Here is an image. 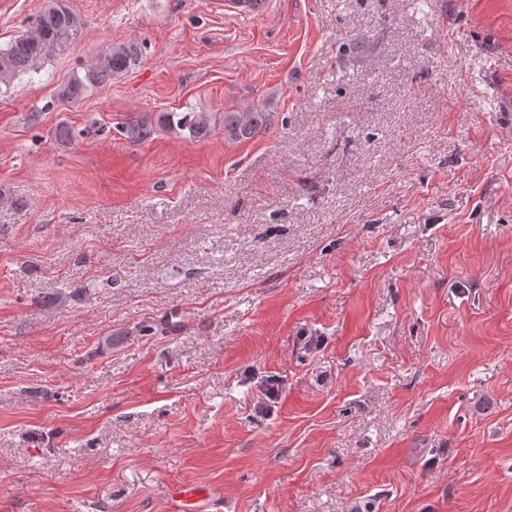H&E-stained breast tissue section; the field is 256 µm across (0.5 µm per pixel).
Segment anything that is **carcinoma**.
Here are the masks:
<instances>
[{
    "instance_id": "carcinoma-1",
    "label": "carcinoma",
    "mask_w": 512,
    "mask_h": 512,
    "mask_svg": "<svg viewBox=\"0 0 512 512\" xmlns=\"http://www.w3.org/2000/svg\"><path fill=\"white\" fill-rule=\"evenodd\" d=\"M82 25L76 13L51 0L38 14L33 26L16 35L7 47L0 48V86L8 89L16 77L39 72L51 54L66 49ZM141 56V48L135 42L114 46L92 60L83 77H76L61 88L60 95L66 99H77L89 88L137 66ZM268 121L269 113L260 110L226 112L224 137L232 141L250 139L266 129ZM155 123L185 131L191 140L210 133V118L205 112H160L156 121L146 119L140 122L131 135L145 139L153 133Z\"/></svg>"
}]
</instances>
